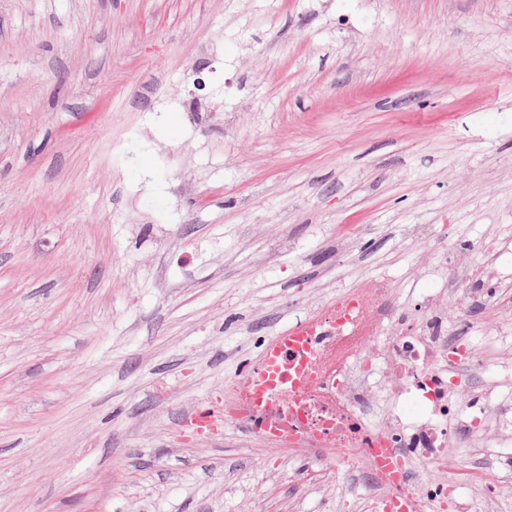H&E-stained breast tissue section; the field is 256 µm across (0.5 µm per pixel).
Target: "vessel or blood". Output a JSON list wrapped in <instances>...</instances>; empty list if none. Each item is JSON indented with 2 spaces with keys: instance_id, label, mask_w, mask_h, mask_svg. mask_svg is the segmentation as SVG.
<instances>
[{
  "instance_id": "obj_1",
  "label": "vessel or blood",
  "mask_w": 512,
  "mask_h": 512,
  "mask_svg": "<svg viewBox=\"0 0 512 512\" xmlns=\"http://www.w3.org/2000/svg\"><path fill=\"white\" fill-rule=\"evenodd\" d=\"M335 325L333 308H325L308 322L284 329L248 363L244 380V389L250 396L244 417L246 423L275 442L287 437L290 411L275 400L274 394L280 390L304 393L300 378L318 339L317 333Z\"/></svg>"
}]
</instances>
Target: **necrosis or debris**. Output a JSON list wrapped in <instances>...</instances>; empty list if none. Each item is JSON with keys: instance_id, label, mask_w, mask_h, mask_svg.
Instances as JSON below:
<instances>
[{"instance_id": "4bbe7bcc", "label": "necrosis or debris", "mask_w": 512, "mask_h": 512, "mask_svg": "<svg viewBox=\"0 0 512 512\" xmlns=\"http://www.w3.org/2000/svg\"><path fill=\"white\" fill-rule=\"evenodd\" d=\"M356 302L312 353L313 385L289 447L338 449L345 471L372 490V512L398 495L409 512H469L461 486L502 493L497 472L448 464L449 448L483 433L489 413L512 424V397L497 393L495 379L476 381L487 366L461 324L437 312L407 315L381 285ZM375 446L393 449L391 470L371 461Z\"/></svg>"}]
</instances>
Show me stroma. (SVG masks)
Masks as SVG:
<instances>
[{
  "label": "stroma",
  "instance_id": "stroma-1",
  "mask_svg": "<svg viewBox=\"0 0 512 512\" xmlns=\"http://www.w3.org/2000/svg\"><path fill=\"white\" fill-rule=\"evenodd\" d=\"M481 263L512 392V0H0V512H350L335 449L196 406L375 282L455 316ZM498 439L452 466L512 486Z\"/></svg>",
  "mask_w": 512,
  "mask_h": 512
}]
</instances>
